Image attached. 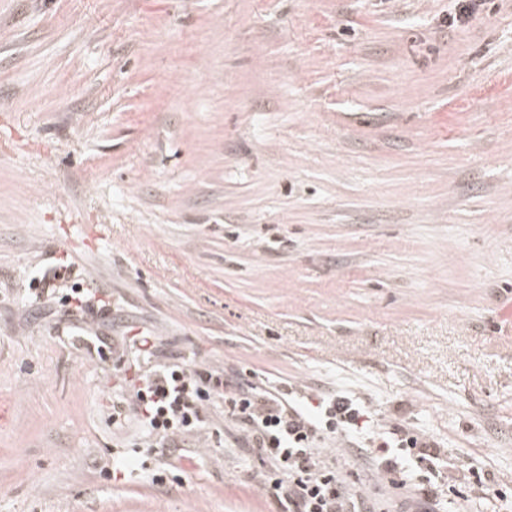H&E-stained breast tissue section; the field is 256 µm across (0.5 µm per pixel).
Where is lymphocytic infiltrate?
<instances>
[{
	"instance_id": "obj_1",
	"label": "lymphocytic infiltrate",
	"mask_w": 512,
	"mask_h": 512,
	"mask_svg": "<svg viewBox=\"0 0 512 512\" xmlns=\"http://www.w3.org/2000/svg\"><path fill=\"white\" fill-rule=\"evenodd\" d=\"M127 342L145 365L126 377L128 403L113 406V417L132 415L158 447L175 448L202 432L210 404L223 402L240 438L266 462L263 482L275 490L283 512H372L368 494L354 488L317 448L322 440L362 427L365 412L351 399L337 395L309 410L278 391L234 384L219 369L154 362L152 334L139 332ZM367 446L378 480L391 485L401 459L434 467L435 480H421L418 493L421 500L436 502L437 487L449 475L437 465L434 440L397 427L368 438Z\"/></svg>"
}]
</instances>
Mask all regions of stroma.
Wrapping results in <instances>:
<instances>
[{
	"label": "stroma",
	"instance_id": "stroma-1",
	"mask_svg": "<svg viewBox=\"0 0 512 512\" xmlns=\"http://www.w3.org/2000/svg\"><path fill=\"white\" fill-rule=\"evenodd\" d=\"M456 6L0 0V512H280L223 405L178 448L113 420L134 354L73 343L75 287L85 331L347 396L432 437L443 512H512V0ZM72 290L73 295L70 296L69 300V313L75 317H81L93 308L102 311L108 307V304L101 299L94 301V298L89 296L83 288H73Z\"/></svg>",
	"mask_w": 512,
	"mask_h": 512
}]
</instances>
